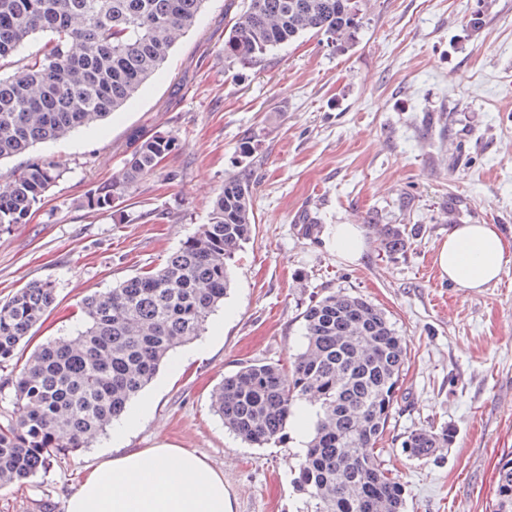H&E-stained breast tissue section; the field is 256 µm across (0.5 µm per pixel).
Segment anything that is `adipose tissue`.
I'll list each match as a JSON object with an SVG mask.
<instances>
[{
	"label": "adipose tissue",
	"instance_id": "1",
	"mask_svg": "<svg viewBox=\"0 0 512 512\" xmlns=\"http://www.w3.org/2000/svg\"><path fill=\"white\" fill-rule=\"evenodd\" d=\"M330 249L355 263L366 249L361 225L330 224ZM512 262V243L496 225L453 226L439 245L435 263L441 278L461 290L497 281ZM224 474L182 448H149L110 459L94 468L66 502V512H233Z\"/></svg>",
	"mask_w": 512,
	"mask_h": 512
}]
</instances>
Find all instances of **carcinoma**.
Listing matches in <instances>:
<instances>
[{"label": "carcinoma", "instance_id": "1", "mask_svg": "<svg viewBox=\"0 0 512 512\" xmlns=\"http://www.w3.org/2000/svg\"><path fill=\"white\" fill-rule=\"evenodd\" d=\"M204 2L0 0V67L33 35H50L0 75V160L93 127L125 106L195 25ZM362 24L361 0H246L224 37V58L252 63L308 33L344 47ZM176 147L170 133L136 136L122 174L92 188L83 204L111 211ZM60 176L56 165L35 159L1 183L0 231L25 223ZM252 195L251 182L224 181L209 223L161 266L86 297L77 338L59 336L31 354L16 376V412L0 423V485L87 447L171 351L201 335L230 288L226 260L252 235ZM377 233L390 254L406 252L413 237L405 224H383ZM54 301L55 284L36 281L0 303V363L15 358ZM301 319L305 345L291 371L260 360L242 366L213 391L214 413L237 438L261 447L281 437L298 399L317 394L296 478L311 512H404V485L389 476L377 447L398 403L404 337L381 309L342 291L310 302ZM452 439L446 425L424 428L402 448L424 460ZM492 512H512V451L498 462Z\"/></svg>", "mask_w": 512, "mask_h": 512}]
</instances>
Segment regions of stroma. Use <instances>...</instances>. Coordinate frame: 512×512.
<instances>
[{
    "label": "stroma",
    "mask_w": 512,
    "mask_h": 512,
    "mask_svg": "<svg viewBox=\"0 0 512 512\" xmlns=\"http://www.w3.org/2000/svg\"><path fill=\"white\" fill-rule=\"evenodd\" d=\"M242 5L205 0L127 105L0 160V182L38 158L63 170L27 223L0 232V301L35 281L56 286L50 313L19 346L26 356L75 333L85 297L160 266L208 223L225 180L254 184L256 221L228 262L223 304L130 403L123 438L97 434L0 487V512H65L115 448L164 445L223 471L234 512H306L295 485L304 405L279 442L256 448L225 428L211 399L242 365L290 367L304 346L301 311L338 290L367 298L406 338L399 404L380 442L406 512H492L498 461L512 451V263L495 284L464 293L434 258L456 224H494L512 241V0H366L349 48L308 34L245 65L224 57ZM137 132H170L179 145L112 212L83 207L89 189L122 172ZM330 224H404L416 234L397 255L368 235L349 264L324 240ZM444 422L456 430L449 448L407 457L405 436Z\"/></svg>",
    "instance_id": "1"
}]
</instances>
